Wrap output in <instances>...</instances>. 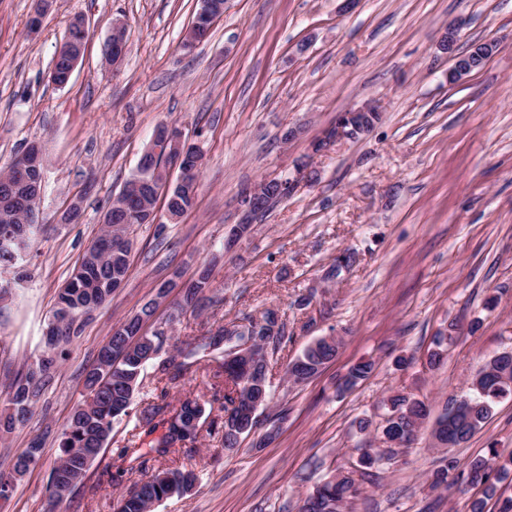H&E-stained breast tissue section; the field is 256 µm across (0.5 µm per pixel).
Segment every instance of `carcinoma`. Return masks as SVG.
<instances>
[{"label": "carcinoma", "mask_w": 512, "mask_h": 512, "mask_svg": "<svg viewBox=\"0 0 512 512\" xmlns=\"http://www.w3.org/2000/svg\"><path fill=\"white\" fill-rule=\"evenodd\" d=\"M79 46L62 48L54 59L52 70L64 72ZM161 159L146 158L126 184L139 183L138 197L133 199L120 190L111 202L103 219L104 227L92 242L89 250L99 258L90 266L78 265L70 279L56 296L48 319L54 335L44 337V349L31 363L18 372L11 384L9 406L0 413V434L12 433L34 415L36 403L49 384L57 368L58 349L71 343L82 331L84 317L103 306L112 295L113 286L125 280L130 267L132 242L129 229L135 224L147 223V210L156 207L159 199L165 206L182 217L195 203L199 176H194L185 188L180 181L173 183L161 177L158 168ZM35 174L12 162L7 171L0 173V208L15 211L17 219L12 224L0 223V238L13 235L17 239L13 251L0 249V269L12 274L19 282L28 278L25 256L30 250L39 225L29 220L31 183ZM211 270L202 268L197 277L185 285L180 310H203L201 300L210 287ZM154 314V306L147 304L137 314L112 328L107 344L112 346L108 363L98 359L86 372L85 393L76 404L61 434V454L52 468L47 485L63 484L76 489L88 471L78 458L72 456L75 448H93L95 456L112 440L113 423L135 415V423L127 439V446L120 450L118 459L122 472L134 473L145 469V455L156 461L168 460L170 465L159 467L145 481L137 482L118 501L116 512H154L155 505L177 494L187 493L196 480V474L176 464L175 455L180 449L195 443L203 424L210 417L214 406L188 393L172 403L168 401L167 385L179 380L185 366L201 362L218 364L223 376L220 383L210 384L214 394H222L219 411L224 413V449L234 450L238 440L232 423L248 418V400L259 389L269 392L268 354L261 362L253 364L231 356V346L224 344V329L209 336H190L180 342L176 353L164 351L167 328L176 317L172 316L152 333L143 331V323ZM274 312L267 311L262 318H244L250 334L264 343V348L276 349L287 338L285 324L272 331ZM337 353L333 338L322 337L308 345L302 354L288 364V377L295 383L304 382L316 375ZM154 370V380L162 385L159 395L143 402L134 411V394L143 381L147 366ZM374 370V362L362 360L349 371L346 386L352 387L367 378ZM512 395V351L493 355L472 383V394L465 397L455 412H447L436 422L433 437L444 438L450 444L468 441L479 431L491 414L496 400ZM390 411L382 436L390 441L405 443L402 432L421 424L428 415L424 401L396 395L389 399ZM42 453L39 441L20 451L14 458L12 472H0V498H8L14 478L36 466ZM466 480L472 485L484 486L485 498L471 503L470 512H484L485 499L497 494L494 481L508 474V467L500 463V455L490 449L486 457L473 460L464 469ZM358 492L350 474L340 473L316 485L298 505V512H341L348 500Z\"/></svg>", "instance_id": "1"}]
</instances>
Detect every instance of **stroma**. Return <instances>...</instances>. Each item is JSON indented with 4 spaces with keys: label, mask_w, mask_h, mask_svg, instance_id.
Returning <instances> with one entry per match:
<instances>
[{
    "label": "stroma",
    "mask_w": 512,
    "mask_h": 512,
    "mask_svg": "<svg viewBox=\"0 0 512 512\" xmlns=\"http://www.w3.org/2000/svg\"><path fill=\"white\" fill-rule=\"evenodd\" d=\"M226 0L224 15L193 50L182 47L200 0H53L29 34L33 0H0V170L41 141L49 222L26 260L31 276L0 304V410L9 378L34 360L63 285L137 170L158 124L180 127L205 162L193 208L176 224L133 226L131 265L111 300L64 346L33 418L0 438V470L34 439L39 463L15 483L0 512H43L60 435L84 392L85 368L113 325L155 303L151 320H173L179 339L277 313L288 341L270 357V402L237 450L221 432L202 435L178 461L197 475L190 495L154 512H297L313 488L347 472L360 492L344 512H470L482 489L432 488L444 459L466 466L497 449L512 455V396L500 398L466 443L438 448L433 426L450 398L494 353L512 350V0ZM89 26L85 55L63 88L49 80L67 20ZM125 22L127 53L104 62L113 21ZM495 41L478 71L448 81L440 48ZM375 103L373 128L314 144L339 113ZM295 130L290 141L285 131ZM304 165L305 178L238 240L242 190ZM82 194L78 223L54 222ZM354 256L336 278L339 254ZM211 265L202 315L179 312L180 283ZM336 337V357L302 383L286 375L312 341ZM446 357L430 367L436 337ZM374 371L339 385L358 361ZM424 400L429 415L410 447L380 467L359 459L379 450L387 400ZM370 420L368 430L359 420ZM112 430L102 460L66 503L67 512H115L135 477L106 468L126 443Z\"/></svg>",
    "instance_id": "obj_1"
}]
</instances>
